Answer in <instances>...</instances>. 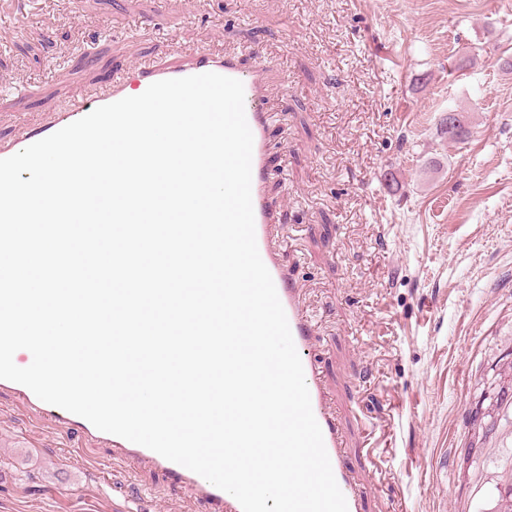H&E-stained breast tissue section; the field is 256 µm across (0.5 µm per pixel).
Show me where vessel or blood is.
I'll use <instances>...</instances> for the list:
<instances>
[{"mask_svg": "<svg viewBox=\"0 0 512 512\" xmlns=\"http://www.w3.org/2000/svg\"><path fill=\"white\" fill-rule=\"evenodd\" d=\"M206 72L238 79L244 85L245 114L253 135L251 196L259 254L272 276L286 313L293 341L302 362L312 411L321 427L334 477L346 499L348 512H360L363 492L351 481L342 451L337 418L327 403L319 373L307 353L313 326L302 306L301 290L296 280L279 261L276 241L271 231L274 213L266 195L268 114L263 106V98L268 86L265 82V65L258 62L246 71L242 69L238 56L217 54L201 48L192 49L189 61L182 65L172 66L159 61L142 62L114 78L107 88L77 98L65 113L54 120L26 130L21 144L29 146L85 117L100 106L141 94L154 82ZM1 389L14 392L22 403L34 410L38 424L49 431L67 433L74 430L81 436L106 441L112 446L115 457L166 472L170 479L169 487L173 492L206 499L211 504L213 512H242L241 505L233 496L224 494L223 490L202 476L165 459L158 453L117 435L98 430L85 418L40 400L22 384L0 379Z\"/></svg>", "mask_w": 512, "mask_h": 512, "instance_id": "obj_1", "label": "vessel or blood"}]
</instances>
